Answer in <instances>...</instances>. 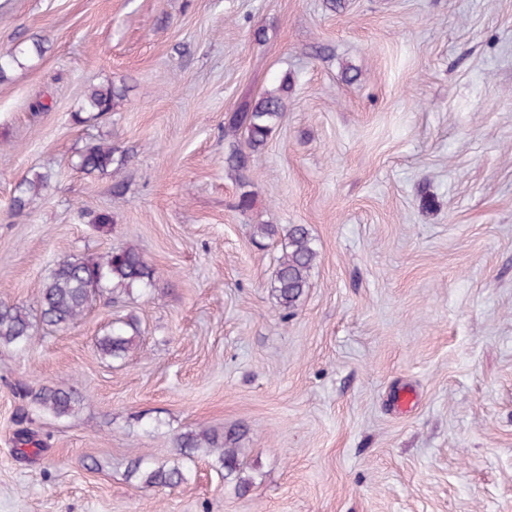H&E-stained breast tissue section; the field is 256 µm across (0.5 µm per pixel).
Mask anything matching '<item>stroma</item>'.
<instances>
[{"instance_id": "stroma-1", "label": "stroma", "mask_w": 512, "mask_h": 512, "mask_svg": "<svg viewBox=\"0 0 512 512\" xmlns=\"http://www.w3.org/2000/svg\"><path fill=\"white\" fill-rule=\"evenodd\" d=\"M31 38L0 81V302L37 313L56 261L127 244L158 275L0 348V512H512V0H0V52ZM286 76L283 122L230 176L225 115ZM107 83L117 110L75 122ZM93 140L127 163L82 173ZM33 168L51 186L15 210ZM256 223L316 242L291 317ZM120 316L141 345L101 358ZM46 385L78 412L18 415ZM237 426L247 495L207 457L172 490L128 477Z\"/></svg>"}]
</instances>
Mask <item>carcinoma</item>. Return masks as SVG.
<instances>
[{
    "label": "carcinoma",
    "instance_id": "carcinoma-1",
    "mask_svg": "<svg viewBox=\"0 0 512 512\" xmlns=\"http://www.w3.org/2000/svg\"><path fill=\"white\" fill-rule=\"evenodd\" d=\"M41 53L37 41L17 42L0 57V80L7 71L21 66L31 53ZM291 79L257 98H246L237 110L224 118V136H242L249 152L233 151L231 159L238 169L250 167L261 154L270 136L282 122L288 106ZM126 89L113 83L89 87L74 118L87 122L106 112L114 111L125 99ZM126 156L116 155V149L100 142H90L79 153L76 167L88 175L104 174L124 164ZM51 175L30 170L16 186L13 206L22 209L42 195L49 187ZM282 235V255L272 275L271 292L277 304L293 312L310 287L318 251L309 229L303 224H291L281 230L275 224L253 225L252 238L259 242ZM157 270L134 247H121L107 252L97 260L72 257L55 265L43 281L40 291L39 320L61 330L74 324L84 312L104 295L130 294L155 282ZM33 322L26 307L0 303V346L22 350L32 341ZM141 330L137 319L118 318L96 341L98 353L104 358L123 360L140 345ZM22 397L27 403L56 419L74 416L83 397L73 390L42 387L26 390ZM244 432L232 429L225 433L214 430H191L175 438L181 461L172 466H156L137 458L130 462L128 476L146 486L177 487L187 482L189 468L201 456L213 458V466L224 471V477L237 478V492L246 494L252 482L241 476L242 469L236 445Z\"/></svg>",
    "mask_w": 512,
    "mask_h": 512
}]
</instances>
